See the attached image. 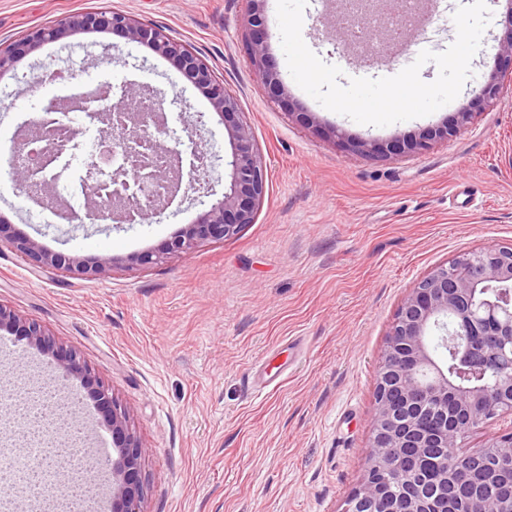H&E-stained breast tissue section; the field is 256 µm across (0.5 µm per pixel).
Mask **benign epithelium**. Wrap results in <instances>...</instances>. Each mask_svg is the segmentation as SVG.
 I'll return each mask as SVG.
<instances>
[{"label":"benign epithelium","instance_id":"benign-epithelium-1","mask_svg":"<svg viewBox=\"0 0 512 512\" xmlns=\"http://www.w3.org/2000/svg\"><path fill=\"white\" fill-rule=\"evenodd\" d=\"M246 51L255 78L280 98L285 94L268 48L264 12L268 0H247ZM382 0H345L346 17L357 20L380 15ZM98 32L112 35L126 44H137L166 59L188 82L198 88L220 117L232 146L231 181L228 191L209 210L187 225L158 252L129 257L135 264H152L167 254L187 252L204 244L235 235L245 224L254 223L265 196L267 177L254 146L251 130L240 119L238 99L224 86V80L184 42L164 27L141 23L113 10H97L58 18L32 27L4 49L0 48V76L43 46L77 34ZM512 80V28L503 38L496 73L459 108L451 123L421 132L411 140L392 139L385 144L358 141L354 148L371 157H390L421 152L437 140H447L470 122L476 111L496 99L502 82ZM169 198L181 190L179 156L164 168L154 169ZM86 217L96 222L102 205L94 189L85 191ZM6 241L32 264L78 275H101L111 271V256L83 257L51 253L22 232ZM512 288V245L463 254L436 267L410 288L401 304L379 366L371 465L346 501L343 512H460L459 503L468 501L466 512H512V489H500L467 499L456 493L462 484L448 480V449L460 447L462 438L508 419L506 427L487 435L485 444L466 455L467 464L480 469L489 460L512 464V294L506 302L485 298V288ZM454 316V328L472 337L473 345L460 348L465 362L500 368L494 387L478 382L461 385L448 378V371L436 360L430 336L440 322ZM0 331H9L48 355L56 367L80 380L94 399L97 424L112 438V512H144L142 458L147 448L134 434L130 412L109 396L108 390L84 365L77 350L56 340L39 323L0 304ZM406 360L408 368L398 373L393 363ZM453 406L461 425L448 424V406ZM437 457L436 475L418 477V460Z\"/></svg>","mask_w":512,"mask_h":512}]
</instances>
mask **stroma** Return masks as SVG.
<instances>
[{
	"label": "stroma",
	"instance_id": "obj_1",
	"mask_svg": "<svg viewBox=\"0 0 512 512\" xmlns=\"http://www.w3.org/2000/svg\"><path fill=\"white\" fill-rule=\"evenodd\" d=\"M466 0H423L402 19L424 49L445 51L453 15ZM490 23L457 98L436 112L385 127L331 112L292 79L275 14L270 52L307 122L288 111L253 73L245 53L247 0H0V44L63 16L115 10L164 26L194 49L239 100L267 169L254 223L221 243L128 265L156 249L222 198L232 149L202 93L168 61L129 45L103 57L109 35L77 36L76 52L49 44L0 76L18 114L51 96L44 73L78 60L74 84L99 75L165 93L169 122L208 158L203 188L183 187L161 215L139 224L33 222L29 201L0 183V216L51 252L110 254L105 276L37 268L0 245V304L35 320L76 348L83 364L130 412L148 453L142 462L146 512H342L370 463L375 387L396 313L413 285L435 267L474 250L512 245V85L470 123L428 151L375 160L352 150L360 139L418 136L452 120L496 72L512 0H486ZM334 0H308L302 38L339 66L341 85L398 74L413 63L396 55L371 67L341 42L329 18ZM0 351V382L51 378L70 408L69 444L111 457L87 431L91 399L51 359L11 337ZM282 367L258 393L257 372Z\"/></svg>",
	"mask_w": 512,
	"mask_h": 512
}]
</instances>
